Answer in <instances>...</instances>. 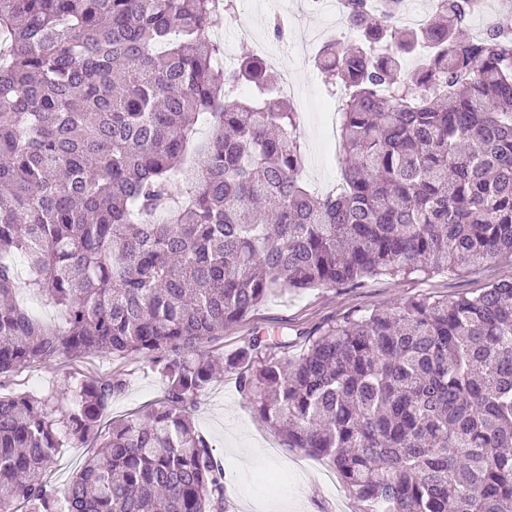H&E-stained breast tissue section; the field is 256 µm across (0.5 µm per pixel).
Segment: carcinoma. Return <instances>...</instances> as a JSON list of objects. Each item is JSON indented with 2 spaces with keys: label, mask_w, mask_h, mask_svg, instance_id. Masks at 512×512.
<instances>
[{
  "label": "carcinoma",
  "mask_w": 512,
  "mask_h": 512,
  "mask_svg": "<svg viewBox=\"0 0 512 512\" xmlns=\"http://www.w3.org/2000/svg\"><path fill=\"white\" fill-rule=\"evenodd\" d=\"M400 2L345 0L358 43L316 56L352 93L341 181L315 194L265 63L214 65L208 30L234 0H0V375L138 354L165 384L112 424L67 512H224V468L191 417L222 372L359 512H512V280L347 317L295 357L263 336L211 350L275 290L512 258V30L474 37L476 0L402 28ZM22 286L64 324L21 307ZM124 388L115 374L67 400L0 396V512H58L42 472L97 437Z\"/></svg>",
  "instance_id": "1"
}]
</instances>
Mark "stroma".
I'll list each match as a JSON object with an SVG mask.
<instances>
[{
    "mask_svg": "<svg viewBox=\"0 0 512 512\" xmlns=\"http://www.w3.org/2000/svg\"><path fill=\"white\" fill-rule=\"evenodd\" d=\"M237 6V24L228 27L219 19L215 25L225 28L232 50L240 57L251 53L256 36L273 39V2L238 0ZM293 73L307 101L301 126L306 133L303 150L310 161L302 179L310 189L326 191L340 180V148L330 139L323 117V108L330 102L325 76L315 63L300 59L294 62ZM503 280H512L511 258H494L459 272L383 275L360 286L274 292L242 320L226 327L212 348L229 354L250 337L264 336L288 342L291 354L297 355L305 336L343 318L377 308L394 309L414 298L452 301ZM114 374L121 375L126 386L113 397L102 421L108 431L114 422L150 409L164 395L163 381L140 356L116 361L87 355L24 365L0 376V396L24 391L60 393L80 379ZM193 422L224 463L225 512H356L357 502L336 471L305 449L289 447L242 398L234 375L210 384L199 399Z\"/></svg>",
    "mask_w": 512,
    "mask_h": 512,
    "instance_id": "1",
    "label": "stroma"
}]
</instances>
